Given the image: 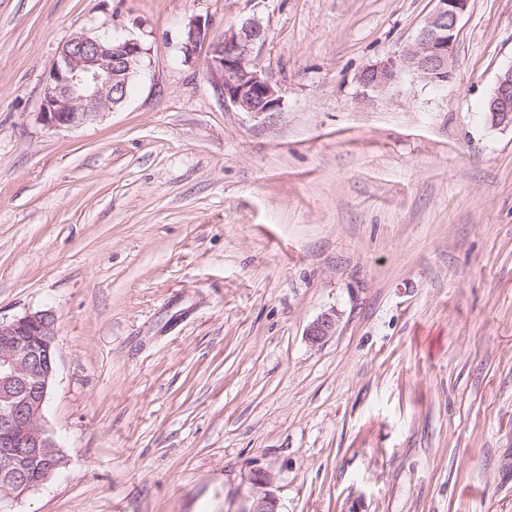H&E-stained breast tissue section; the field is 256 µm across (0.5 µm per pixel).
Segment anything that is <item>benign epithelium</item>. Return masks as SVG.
<instances>
[{"label":"benign epithelium","mask_w":512,"mask_h":512,"mask_svg":"<svg viewBox=\"0 0 512 512\" xmlns=\"http://www.w3.org/2000/svg\"><path fill=\"white\" fill-rule=\"evenodd\" d=\"M413 43L402 53L365 68L359 81L371 92L392 87L402 72L424 81L451 78L459 22L470 0H433ZM268 29L250 17L210 37L199 21L188 24L182 49L191 55L209 43L207 75L224 103L254 116L278 112L279 87L265 74L261 54ZM146 48L136 39H114L108 33L80 32L61 49L46 79L41 116L52 129L79 127L121 106L130 80L142 66ZM497 125H512V68L497 77L489 101ZM55 318L49 311L0 320V512L48 482L66 464L45 406L56 373ZM336 316L325 313L306 330L307 340L319 344L335 334ZM274 478L263 469L251 474L249 508L243 512H278Z\"/></svg>","instance_id":"obj_1"}]
</instances>
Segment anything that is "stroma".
<instances>
[{
	"mask_svg": "<svg viewBox=\"0 0 512 512\" xmlns=\"http://www.w3.org/2000/svg\"><path fill=\"white\" fill-rule=\"evenodd\" d=\"M433 0H0V319L55 318L67 458L14 512H512V0H471L435 86L369 65ZM281 112L225 106L247 17ZM140 41L126 103L51 130L80 31ZM336 333L305 336L324 313ZM268 29L257 17H250L211 38L199 21L188 24L182 49L190 56L198 45L208 41L207 75L224 103L238 112L254 116L280 112L283 104L279 87L265 74L261 54ZM489 108L496 125H512V68L497 77ZM274 478L269 471L256 469L251 474L252 489L248 497L249 508L244 512H280L278 498L273 491Z\"/></svg>",
	"mask_w": 512,
	"mask_h": 512,
	"instance_id": "35a3bbf8",
	"label": "stroma"
}]
</instances>
